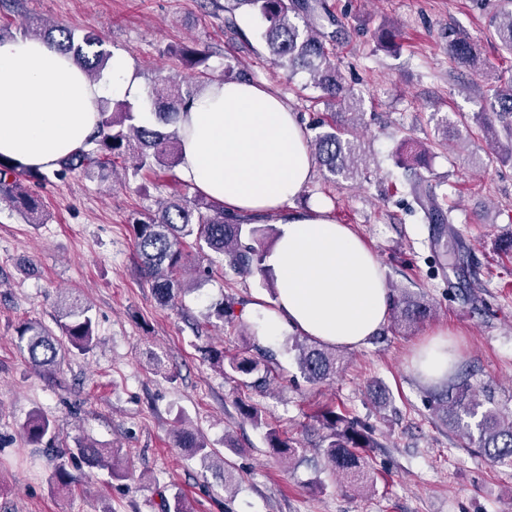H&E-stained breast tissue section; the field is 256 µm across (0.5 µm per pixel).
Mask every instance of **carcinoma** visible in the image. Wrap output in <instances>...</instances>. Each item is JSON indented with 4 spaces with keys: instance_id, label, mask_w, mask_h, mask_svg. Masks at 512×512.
Masks as SVG:
<instances>
[{
    "instance_id": "obj_1",
    "label": "carcinoma",
    "mask_w": 512,
    "mask_h": 512,
    "mask_svg": "<svg viewBox=\"0 0 512 512\" xmlns=\"http://www.w3.org/2000/svg\"><path fill=\"white\" fill-rule=\"evenodd\" d=\"M224 10L233 12L240 7L248 9L260 19L263 38L272 63L290 71H303L310 75L314 87L322 92L324 104L339 107L345 119H331L327 128L318 131L310 140L315 160L320 168L333 175L353 180L359 175L362 162L361 146L354 136L356 118L363 114V100L345 86V78L332 59L322 32L324 22L334 23L331 15L318 12L311 0H227ZM491 38L499 49L512 55V0H500L490 18ZM23 36L40 38L57 51L76 57L88 76L95 80L105 69L112 53L104 41L94 34L78 36L75 31L61 24H51L39 29L23 28ZM182 61L191 68L206 65L209 55L195 45L178 49ZM448 55L456 62L477 67L476 49L466 40L448 41ZM490 80L491 111L476 117L482 131L492 138L501 156H512V76L484 70ZM197 91L175 80L163 79L161 86L152 89V101L158 124L147 127L141 124L137 113L127 103L118 105L116 112L101 113L97 130L85 147L59 162L53 170L64 176L73 170L83 175L107 181L114 173L117 159L130 161L132 174L168 169L180 162L181 143L178 132L167 130L175 123L178 112L196 96ZM48 175L39 170L21 169L0 158V204L5 203L28 219L32 224L41 223L42 205L33 186ZM407 193L423 214V220L439 225L434 247L441 250L448 264L458 267L464 260L465 247L452 227L451 207H444L431 188L420 178H410L405 186ZM135 246L141 271L150 284L157 301L162 305L173 302L189 290L182 271L189 263L187 249L209 251L214 255L210 262H219L241 276L259 275L271 294H276L274 282L265 268L266 257L277 235L270 224H244L229 219L224 207L199 199L174 196L157 210L133 220ZM435 313L434 304L423 296L404 291L393 298L392 324L411 328L429 319ZM209 316L224 322H241L230 303L219 301L210 306ZM21 350L33 366L51 371L61 363V358L74 352H86L95 345L96 322L92 306L80 295H69L57 302L55 326L37 321H27L18 329ZM300 371L310 381L320 383L334 376L341 367L336 348L313 341L308 337L297 339L292 345ZM206 358L223 374L241 377L242 384L250 386L248 378L263 371L272 373L270 363L273 353L259 350V355L249 352L226 355L216 348L205 350ZM433 410L441 421L463 429L464 447L469 448L500 468L512 469V415L488 410L478 423V435L464 426L466 417L477 414L480 402L475 390L466 382L453 383L432 393ZM318 420L327 430L324 437V457L334 472L346 478L364 476L368 461L363 449L372 447V438L364 429H357L350 419L335 409L320 412ZM20 429L32 444H40L55 436V427L44 413L31 410ZM176 446L187 448L193 458L200 460L207 469H217L224 481V489H231L238 481L233 471L224 468V457L209 446L204 437L182 424L174 430ZM269 448L278 455L291 452L292 444L281 437L278 430L268 429ZM57 463L50 477V485L61 495H66L73 483L68 465L77 459L89 467L108 470L115 480L130 477L128 461L119 450L99 448L93 442H84L76 451L56 455ZM161 512H193L189 501L177 491L165 498Z\"/></svg>"
}]
</instances>
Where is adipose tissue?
Masks as SVG:
<instances>
[{
    "label": "adipose tissue",
    "instance_id": "adipose-tissue-1",
    "mask_svg": "<svg viewBox=\"0 0 512 512\" xmlns=\"http://www.w3.org/2000/svg\"><path fill=\"white\" fill-rule=\"evenodd\" d=\"M130 59L113 53L105 80L91 81L72 56L46 41L0 43V157L50 170L85 146L101 120L99 102L139 97ZM180 174L231 217L280 214L266 266L276 279L271 306L253 307L264 336L298 333L353 348L386 322L391 295L376 254L315 201L297 215L284 206L311 180L307 133L276 90L249 80L215 81L180 112ZM454 345L440 333L413 356L416 373L441 384L452 374Z\"/></svg>",
    "mask_w": 512,
    "mask_h": 512
}]
</instances>
